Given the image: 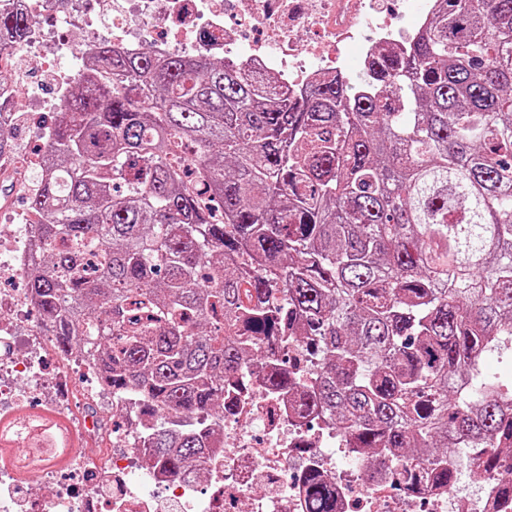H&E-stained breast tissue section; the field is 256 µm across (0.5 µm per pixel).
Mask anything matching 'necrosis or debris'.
I'll list each match as a JSON object with an SVG mask.
<instances>
[{
	"instance_id": "necrosis-or-debris-1",
	"label": "necrosis or debris",
	"mask_w": 512,
	"mask_h": 512,
	"mask_svg": "<svg viewBox=\"0 0 512 512\" xmlns=\"http://www.w3.org/2000/svg\"><path fill=\"white\" fill-rule=\"evenodd\" d=\"M9 5L31 22L17 57L47 74L58 72L62 57L106 44L123 55L147 48L160 57L219 56L294 90L330 76L365 77L377 53L409 49L438 0H69L65 11L57 0ZM409 17L413 25L403 27ZM76 25L88 28L78 45L67 37ZM27 237V225H19L10 259H0V421H45L71 446L38 466L45 488L37 494L12 458L0 459V485L9 489L0 512H309L303 478L311 471L333 493L336 512H493L496 482L475 468L450 487L403 493L393 489L402 472L396 461L351 457L328 418L298 409L317 365L293 337L278 341L272 361L243 364L247 387L223 417L203 422L209 453L180 472L163 471L136 398L100 388L75 394V374L93 378L94 360L56 349L30 290L2 289L23 274ZM285 362L297 364L298 381L287 391L269 387L267 376ZM111 417L125 422L112 431L111 454L82 450Z\"/></svg>"
}]
</instances>
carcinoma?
<instances>
[{"instance_id":"obj_1","label":"carcinoma","mask_w":512,"mask_h":512,"mask_svg":"<svg viewBox=\"0 0 512 512\" xmlns=\"http://www.w3.org/2000/svg\"><path fill=\"white\" fill-rule=\"evenodd\" d=\"M28 24L0 9V53ZM371 70L369 95L292 94L222 60L99 48L47 133L23 275L57 348L156 416L168 472L203 453L193 421L224 412L243 360L298 333L319 367L299 408L353 454H392L414 491L488 448L507 502L512 382L483 360L512 344V0H443ZM308 498L332 512L315 476Z\"/></svg>"}]
</instances>
